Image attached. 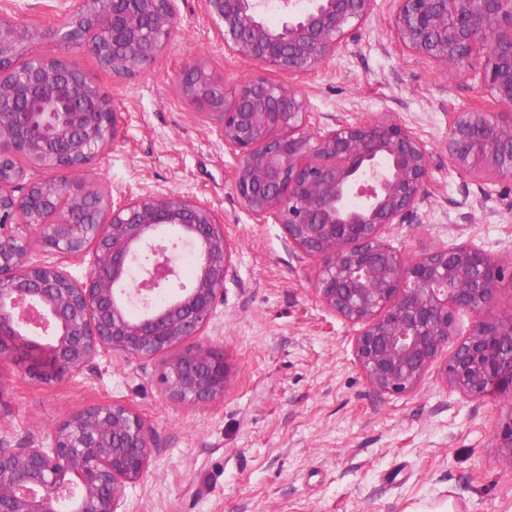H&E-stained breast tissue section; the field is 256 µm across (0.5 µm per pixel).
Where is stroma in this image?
Listing matches in <instances>:
<instances>
[{"mask_svg": "<svg viewBox=\"0 0 512 512\" xmlns=\"http://www.w3.org/2000/svg\"><path fill=\"white\" fill-rule=\"evenodd\" d=\"M178 28L146 69L116 76L86 49H59L92 74L118 116L114 140L74 181H93L119 202L173 191L220 217L233 271L202 336L228 370L223 399L174 402L160 384L162 358L98 357L48 383L0 363L12 445L47 441L72 411L103 402L132 407L150 427L149 465L126 484L121 512H416L452 502L455 512H512V456L493 436L512 423L500 398L467 399L447 388L445 357L419 387L375 388L352 351L356 328L313 290L318 265L289 244L282 225L259 224L232 184L236 163L218 115L176 91L185 61L203 60L225 91L263 76L292 84L323 125L392 113L430 152L428 198L387 241L404 256L469 243L512 268V184L481 181L448 162V120L490 96L456 70L404 49L391 33L392 0L354 30L336 58L288 74L231 53L205 0H175Z\"/></svg>", "mask_w": 512, "mask_h": 512, "instance_id": "35a3bbf8", "label": "stroma"}]
</instances>
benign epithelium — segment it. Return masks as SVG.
<instances>
[{
	"instance_id": "1",
	"label": "benign epithelium",
	"mask_w": 512,
	"mask_h": 512,
	"mask_svg": "<svg viewBox=\"0 0 512 512\" xmlns=\"http://www.w3.org/2000/svg\"><path fill=\"white\" fill-rule=\"evenodd\" d=\"M392 31L408 51L478 79L509 112L463 108L448 124V159L461 173L512 183V0H392ZM42 31L0 16V360L50 382L104 355L152 359L172 401L224 397L223 357L186 342L203 335L232 267L224 224L207 204L167 192L116 204L93 182L73 183L115 138L112 99L88 73L51 54L17 52L48 33L83 47L114 74L146 68L171 40L174 0H72ZM224 46L261 66L311 71L339 55L378 0H207ZM285 15L275 26L270 10ZM176 87L193 107L222 119L235 157L232 183L258 221L282 224L288 242L318 262L313 289L330 312L358 327L353 353L369 382L391 394L418 387L448 346L456 315L473 317L452 349L446 384L471 399L512 407V311H494L504 268L471 245L407 259L385 238L427 200L430 155L390 113L321 126L295 87L257 77L226 98L223 79L189 59ZM19 157L45 172L24 182ZM179 228L196 257L182 280ZM59 260L31 259L32 241ZM93 249L88 273L67 264ZM150 430L119 402L80 408L50 441L14 448L0 431V512H118L125 484L148 468Z\"/></svg>"
}]
</instances>
